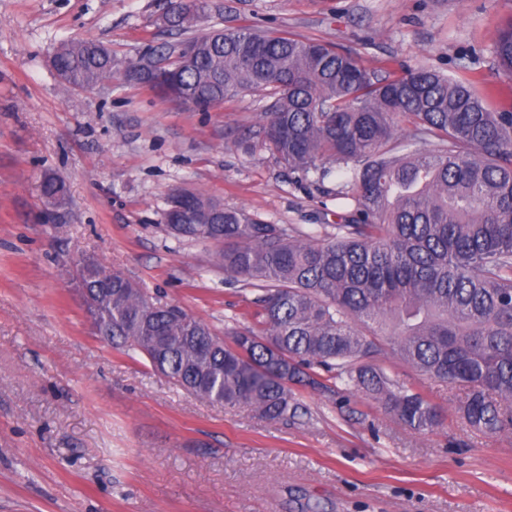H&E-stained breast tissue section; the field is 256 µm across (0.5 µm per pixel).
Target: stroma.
I'll use <instances>...</instances> for the list:
<instances>
[{
	"instance_id": "35a3bbf8",
	"label": "stroma",
	"mask_w": 512,
	"mask_h": 512,
	"mask_svg": "<svg viewBox=\"0 0 512 512\" xmlns=\"http://www.w3.org/2000/svg\"><path fill=\"white\" fill-rule=\"evenodd\" d=\"M169 0H0V512H512V431L471 430L458 390L388 354L380 363L445 419L416 432L355 391L295 387V418L213 405L96 336L69 272L93 258L225 334L252 292L216 246L174 237L166 199L187 188L320 238L347 213L348 179L318 182L237 149L258 97L200 112L120 78L79 89L51 65L65 42L123 62L184 39ZM194 33L250 24L356 55L371 71L431 66L493 87L512 0H209ZM66 187L49 205L40 183Z\"/></svg>"
}]
</instances>
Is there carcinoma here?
<instances>
[{
    "label": "carcinoma",
    "instance_id": "carcinoma-1",
    "mask_svg": "<svg viewBox=\"0 0 512 512\" xmlns=\"http://www.w3.org/2000/svg\"><path fill=\"white\" fill-rule=\"evenodd\" d=\"M209 9L208 0H172L166 19L187 30ZM187 41L195 55L178 72L181 104L206 111L239 93L264 100L238 148H263L319 181L329 165L346 171L352 209L317 240L192 193L211 223L181 237L220 245L224 275L256 291L254 325L226 341L88 259L74 280L95 300L102 339L197 398L267 420L296 416L293 386L318 385L321 368L411 429L438 427L442 412L378 364L388 348L457 387L455 413L472 430H512V111L432 68L378 76L325 43L249 25ZM493 53L511 73L512 16ZM54 68L78 88L121 73L164 93L151 70L123 66L94 41L61 44ZM401 121L422 146L399 149ZM42 194L55 199L65 184L48 174Z\"/></svg>",
    "mask_w": 512,
    "mask_h": 512
}]
</instances>
